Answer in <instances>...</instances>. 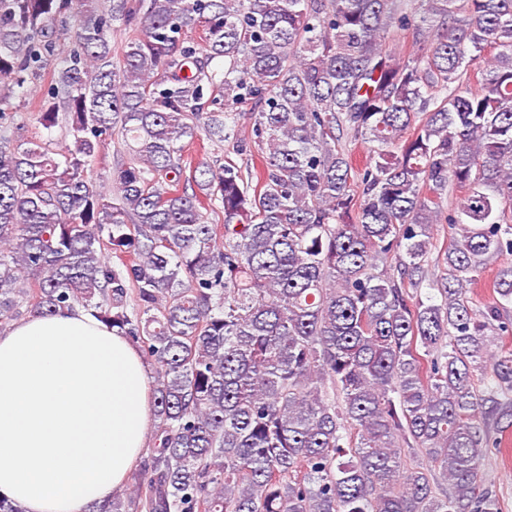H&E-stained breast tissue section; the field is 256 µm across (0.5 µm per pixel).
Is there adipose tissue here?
Segmentation results:
<instances>
[{
    "label": "adipose tissue",
    "mask_w": 512,
    "mask_h": 512,
    "mask_svg": "<svg viewBox=\"0 0 512 512\" xmlns=\"http://www.w3.org/2000/svg\"><path fill=\"white\" fill-rule=\"evenodd\" d=\"M136 343L76 306L0 332V494L23 512H86L123 488L154 427Z\"/></svg>",
    "instance_id": "adipose-tissue-1"
}]
</instances>
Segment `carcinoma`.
Instances as JSON below:
<instances>
[{"mask_svg":"<svg viewBox=\"0 0 512 512\" xmlns=\"http://www.w3.org/2000/svg\"><path fill=\"white\" fill-rule=\"evenodd\" d=\"M46 76L72 141L0 132V329L80 305L153 366L108 512H502L512 263L469 292L512 255V0H0V107ZM107 145L101 149L98 157L93 162L89 174L97 182L104 187H108L112 181V162L113 153L116 154L117 140L112 137V141H107ZM190 150L194 153H196L200 158L205 157L206 159L213 161L215 163V160H220L221 163H224V157L229 156L233 160H236L240 163V158L236 154V143L233 141H225L224 144H216V145H210L207 141H195L192 145L190 144ZM206 148V151L204 154V148ZM508 434L502 456L494 454L484 468L488 481L494 485L504 503V512H512V428Z\"/></svg>","mask_w":512,"mask_h":512,"instance_id":"cac0c4a2","label":"carcinoma"}]
</instances>
